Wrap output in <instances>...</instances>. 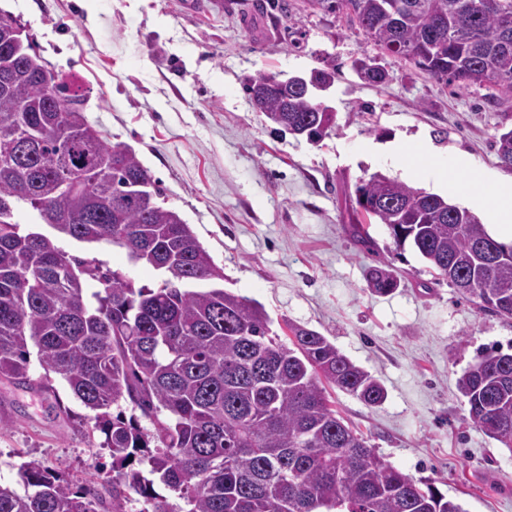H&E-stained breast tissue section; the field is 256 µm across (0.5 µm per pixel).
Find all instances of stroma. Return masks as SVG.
I'll return each instance as SVG.
<instances>
[{"instance_id": "stroma-1", "label": "stroma", "mask_w": 512, "mask_h": 512, "mask_svg": "<svg viewBox=\"0 0 512 512\" xmlns=\"http://www.w3.org/2000/svg\"><path fill=\"white\" fill-rule=\"evenodd\" d=\"M0 14L24 26L48 68L73 80L84 113L103 137L130 147L150 171L159 204L176 210L214 263L224 286L259 302L273 334L286 322L325 336L382 384L369 406L328 387L327 396L368 445L410 476L436 480L464 512H512V451L469 418L457 380L490 349H512V320L479 311L436 280L410 246L396 249L371 220L358 238L356 188L381 173L380 147L416 135L438 154L463 156L486 192L512 180L495 134L512 110L487 90L433 79L378 53L347 17L315 12L304 0H0ZM370 56L389 74L362 80L355 59ZM334 73L321 99L335 114L311 142L271 124L247 91L260 75L312 69ZM65 251L98 257L136 284L158 282L123 252L69 239ZM396 281L374 292L372 269ZM30 361V383L0 377V484L18 487V466L36 458L74 482L111 465L91 412L66 383Z\"/></svg>"}]
</instances>
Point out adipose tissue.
Wrapping results in <instances>:
<instances>
[{
	"mask_svg": "<svg viewBox=\"0 0 512 512\" xmlns=\"http://www.w3.org/2000/svg\"><path fill=\"white\" fill-rule=\"evenodd\" d=\"M386 162L404 174L439 189H453L448 173L449 167H463V158H447L431 153L423 142L399 140L393 142L385 154ZM465 201L477 208H489L492 222L489 232L492 237L512 241V181L499 184L493 195H486L481 177L469 175L466 181Z\"/></svg>",
	"mask_w": 512,
	"mask_h": 512,
	"instance_id": "adipose-tissue-1",
	"label": "adipose tissue"
}]
</instances>
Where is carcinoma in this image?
<instances>
[{"instance_id":"obj_1","label":"carcinoma","mask_w":512,"mask_h":512,"mask_svg":"<svg viewBox=\"0 0 512 512\" xmlns=\"http://www.w3.org/2000/svg\"><path fill=\"white\" fill-rule=\"evenodd\" d=\"M344 13L377 49L437 80L490 90L512 108V0H306ZM0 25V127L34 143L16 162L0 139V376L29 381L35 346L49 388L60 376L94 412L105 435L112 479L78 487L60 468L27 460L20 494L0 485V512H128L126 491L143 512H178L134 463L147 464L185 512H463L432 479L392 466L345 423L326 385L369 406L381 384L318 332L289 323V343L270 335L263 306L224 289V271L190 225L157 202L150 171L128 146L106 141L78 91L60 80L57 107L32 69L31 47L10 50ZM247 89L267 119L319 139L334 116L295 82ZM500 163L512 168V130L496 136ZM152 194L143 207L139 193ZM356 192L402 203L396 216L365 211L387 226L396 247L411 244L448 285L479 310L512 320V261L490 266L477 244L505 249L467 208L375 174ZM37 212L53 233L13 220ZM60 238L122 249L157 271L138 286L97 257L57 246ZM492 280L498 287L483 288ZM457 386L471 421L512 449V353L492 350ZM128 401L151 421L142 427L113 407Z\"/></svg>"}]
</instances>
